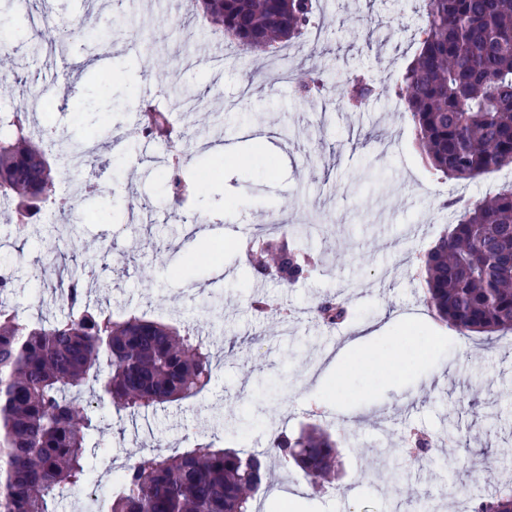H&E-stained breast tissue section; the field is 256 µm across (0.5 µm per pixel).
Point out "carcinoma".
Listing matches in <instances>:
<instances>
[{
	"label": "carcinoma",
	"mask_w": 512,
	"mask_h": 512,
	"mask_svg": "<svg viewBox=\"0 0 512 512\" xmlns=\"http://www.w3.org/2000/svg\"><path fill=\"white\" fill-rule=\"evenodd\" d=\"M196 6L246 54L299 38L310 14L309 0H196ZM425 7L420 46L396 94L429 166L456 180L512 167V0H426ZM374 94L356 77L341 90L352 106ZM13 103L14 85L3 77L0 202L17 214L21 230L56 197L44 140L31 132L30 113L11 110ZM159 129L172 134L158 107L143 130L155 136ZM55 144L89 177L104 164L91 143L71 145L61 137ZM452 205L458 214L450 230L421 259L425 302L462 336L511 332L512 185ZM271 263L287 286L314 268L290 230L249 260L252 275L265 278ZM38 270L44 278L58 276L69 313L47 325L22 321L0 301V512H57L88 485L87 448L99 424L80 399L89 380L99 383V400L133 416L193 398L211 378L208 345L192 329L92 310L83 305L78 279L66 281L44 263ZM313 311L328 324L347 317L344 303L329 295ZM269 457L295 464L320 489L336 470V440L310 426L296 436L273 435L260 452L200 440L175 455L142 456L121 474L106 512H252L251 469L265 476ZM473 512H512V486L479 499Z\"/></svg>",
	"instance_id": "obj_1"
}]
</instances>
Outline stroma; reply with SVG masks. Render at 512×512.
Wrapping results in <instances>:
<instances>
[{"mask_svg":"<svg viewBox=\"0 0 512 512\" xmlns=\"http://www.w3.org/2000/svg\"><path fill=\"white\" fill-rule=\"evenodd\" d=\"M32 10L48 13L71 38L64 52L37 62L21 47L8 77L33 82L51 101L72 97L73 109L48 113L47 122L73 142L94 139L110 161L105 189L69 215L79 247L70 273L83 279L92 305L194 327L213 355L210 382L193 399L135 417L98 404L103 423L89 456L97 497L64 501L59 512H97L140 456L181 452L201 436L259 451L274 434L307 425L335 436L337 477L316 492L296 468L273 464L263 512H281L287 493L292 512H410L404 497L389 492L394 474L375 463L381 448L400 463L401 486L432 512H472L475 499L512 482V334L458 335L429 312L417 275L421 254L454 218L448 199L494 193L512 183V168L469 182L446 179L423 162L413 126L392 111V88L425 24L422 0H313L325 34L298 63L324 81V99L276 81L275 55L238 53L192 12L173 18L169 0H0V29L36 39ZM152 61L177 71L159 83L169 96L204 95V119L168 115L194 137L178 189L166 175L164 141L152 140L144 155L129 136ZM106 71L116 79L104 86ZM254 71L262 80L250 82ZM354 73L378 91L357 112L334 94ZM216 141L232 154L212 153ZM205 166L219 177L195 180ZM178 190L186 202L174 209ZM191 218L208 226V240L189 234ZM56 223L41 212L22 239L0 218V261L15 268L8 299L27 319L68 313L54 280L33 277L35 260L62 246ZM278 224L293 225L302 246L323 260L289 287L250 276L249 239L238 233ZM258 295L288 310V320L272 325L255 315ZM326 295L349 303L348 322L328 327L315 318L312 307ZM385 315L392 325L360 355L324 384H304L311 364L331 359L354 324ZM441 367L446 380L420 393V379ZM346 409L362 421L338 426ZM414 430L450 439L451 451L408 459L401 439Z\"/></svg>","mask_w":512,"mask_h":512,"instance_id":"35a3bbf8","label":"stroma"}]
</instances>
